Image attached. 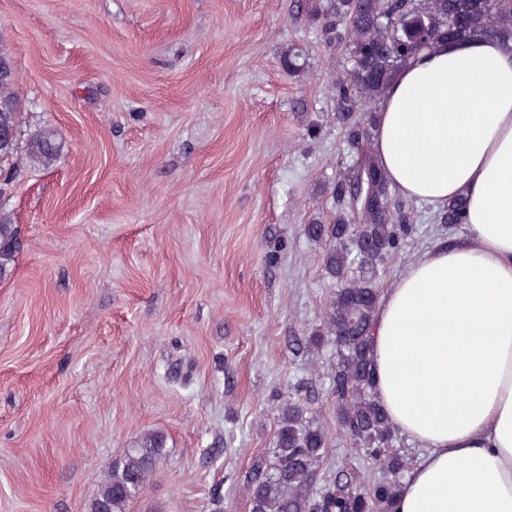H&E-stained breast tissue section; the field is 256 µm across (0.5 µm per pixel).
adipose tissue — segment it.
I'll list each match as a JSON object with an SVG mask.
<instances>
[{
  "label": "adipose tissue",
  "mask_w": 512,
  "mask_h": 512,
  "mask_svg": "<svg viewBox=\"0 0 512 512\" xmlns=\"http://www.w3.org/2000/svg\"><path fill=\"white\" fill-rule=\"evenodd\" d=\"M377 115L402 196L468 199L465 235L424 252L376 311L375 398L421 450L394 512H512V43L420 54Z\"/></svg>",
  "instance_id": "1"
}]
</instances>
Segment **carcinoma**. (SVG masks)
Instances as JSON below:
<instances>
[{"label": "carcinoma", "instance_id": "carcinoma-1", "mask_svg": "<svg viewBox=\"0 0 512 512\" xmlns=\"http://www.w3.org/2000/svg\"><path fill=\"white\" fill-rule=\"evenodd\" d=\"M300 7L321 21L327 34L344 32L345 75L333 84L336 120L358 153L353 171L333 188V223L304 227L323 250L324 275L335 291L323 323L302 345L333 350L328 395L336 426L379 476L359 487L358 471L344 464L311 485L328 448V432L308 415V401L290 396L280 407L271 448L253 464L246 492L251 512H393L410 461L395 448L398 431L374 397L372 328L380 296L378 263L398 249L408 227L403 204L392 199L385 169L365 136L377 125L376 104L414 56L478 34L512 42V0H303ZM463 14L471 22L454 27ZM280 59L285 70L301 73L307 53L292 44ZM0 103L7 106L0 112V171L12 174L20 151L31 166L53 168L62 151L53 129L21 139L23 106L15 78L0 77ZM465 210L466 199L459 197L435 219L461 224ZM22 248L19 225L1 210V276L13 273ZM165 445L163 433L144 434L109 466L89 512H126L156 472Z\"/></svg>", "mask_w": 512, "mask_h": 512}]
</instances>
